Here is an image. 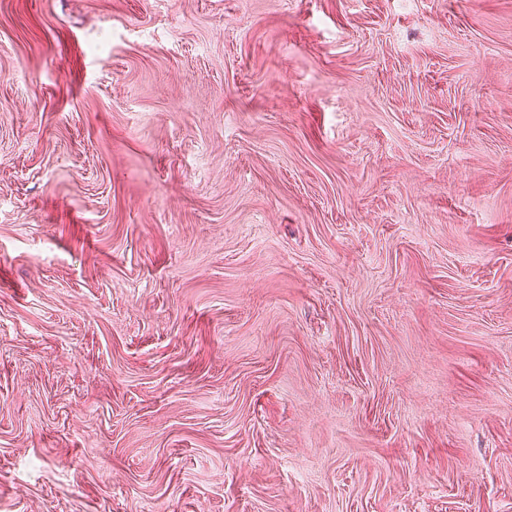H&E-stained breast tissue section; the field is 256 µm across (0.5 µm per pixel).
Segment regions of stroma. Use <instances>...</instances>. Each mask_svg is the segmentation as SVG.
Wrapping results in <instances>:
<instances>
[{
	"instance_id": "1",
	"label": "stroma",
	"mask_w": 512,
	"mask_h": 512,
	"mask_svg": "<svg viewBox=\"0 0 512 512\" xmlns=\"http://www.w3.org/2000/svg\"><path fill=\"white\" fill-rule=\"evenodd\" d=\"M0 512H512V0H0Z\"/></svg>"
}]
</instances>
